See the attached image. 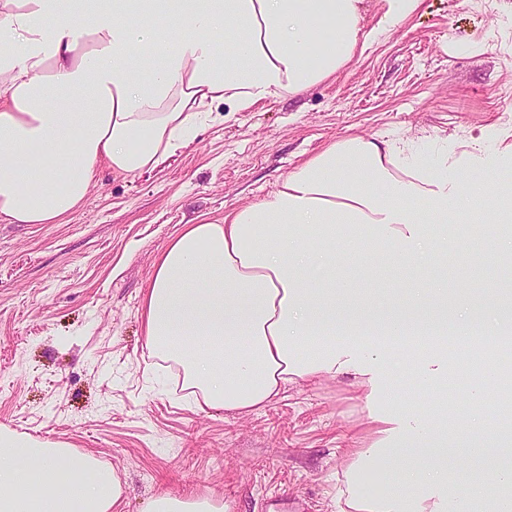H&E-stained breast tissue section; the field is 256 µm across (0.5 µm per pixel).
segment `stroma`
Listing matches in <instances>:
<instances>
[{
    "label": "stroma",
    "instance_id": "35a3bbf8",
    "mask_svg": "<svg viewBox=\"0 0 512 512\" xmlns=\"http://www.w3.org/2000/svg\"><path fill=\"white\" fill-rule=\"evenodd\" d=\"M512 133V0H420L345 69L301 95L244 112L215 109L196 140L152 171L101 169L81 207L60 224L0 222V425L112 466L122 479L120 512H145L155 495L212 496L228 512H338L353 436L365 435L363 390L350 377L288 384L273 402L239 418L176 392L152 362L141 301L157 257L186 224L218 220L260 201L324 146L392 133L429 149L461 152L489 127ZM489 195L478 171L465 218L482 235L474 248L499 274L512 233L487 221L490 199L512 197V161ZM354 252L337 278L380 268L368 288L385 309L404 283L390 248ZM389 386L398 399L448 414V481L487 479L483 460L463 456L468 419L498 425L512 410L474 406L468 390L438 395L410 374L395 349Z\"/></svg>",
    "mask_w": 512,
    "mask_h": 512
}]
</instances>
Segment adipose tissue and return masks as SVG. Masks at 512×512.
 Masks as SVG:
<instances>
[{"label": "adipose tissue", "instance_id": "obj_1", "mask_svg": "<svg viewBox=\"0 0 512 512\" xmlns=\"http://www.w3.org/2000/svg\"><path fill=\"white\" fill-rule=\"evenodd\" d=\"M363 3L82 0L75 16L61 0H0V222L60 223L99 166L123 175L156 168L214 106L242 112L333 78L369 46ZM448 161L406 153L386 134L332 143L258 203L184 225L142 301L150 353L174 363L207 406L248 416L287 384L323 375L363 388L370 428L344 472L340 512H440L436 492L448 475L422 459L446 455L447 420L381 403L392 339L410 340L422 383L447 382L448 283L404 289L374 314L354 285L311 287L312 267H332L312 236L369 229L413 276L429 230L412 201H425L435 223L461 221L466 187ZM417 332L432 342L412 343ZM471 427V455L499 449L490 483L452 492L454 512L512 485L502 431L478 418ZM398 442L413 458L401 484L387 464ZM121 495L114 468L0 425V512H113Z\"/></svg>", "mask_w": 512, "mask_h": 512}]
</instances>
